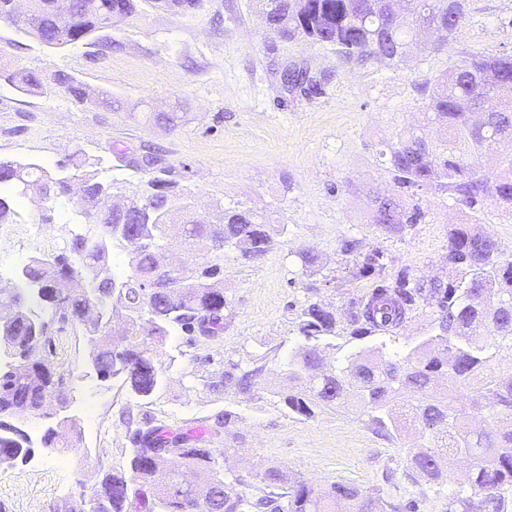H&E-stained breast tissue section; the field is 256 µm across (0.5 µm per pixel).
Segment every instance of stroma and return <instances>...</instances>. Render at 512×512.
I'll list each match as a JSON object with an SVG mask.
<instances>
[{
	"instance_id": "35a3bbf8",
	"label": "stroma",
	"mask_w": 512,
	"mask_h": 512,
	"mask_svg": "<svg viewBox=\"0 0 512 512\" xmlns=\"http://www.w3.org/2000/svg\"><path fill=\"white\" fill-rule=\"evenodd\" d=\"M100 37L98 46L49 48L0 22V43L9 47L0 66L34 67L43 79L34 95L0 82V159L31 160L72 179L94 173L116 202L141 197L148 180L160 177L176 184L194 219L250 211L274 229V246L248 264L225 253L224 333L191 345L173 332L155 359L168 371V386L154 403L130 400L119 382L97 376L80 328L55 333V367L70 383L63 413L79 424L81 440L69 451L51 449L43 436L54 418L17 419L30 451L0 470V512H67L104 471L125 469L124 411L140 423L199 429L201 447L224 458L226 477H243L250 495L262 487L260 473L277 466L316 485L349 482L387 499L420 498L422 512H448L467 487L458 469L448 467L436 484L412 480L411 444L378 435L352 410L289 414L280 398L288 384L277 374L300 341L304 306H331L341 320L351 298L369 288L352 278L344 241L381 248L388 274L447 279L448 227L469 223V214L450 196L429 193L419 200L424 223L404 236L368 223L371 191L394 188L379 152L421 122L419 84L462 53L512 51V0H472L442 50H414L395 68L342 67L333 47L281 40L263 28L256 0H201L188 14L143 2ZM288 68L306 72L312 87H285ZM61 71L84 84L89 101L72 100L56 85ZM39 207L23 198L15 223L0 224L1 284H17L33 257L59 253L71 238L63 217L39 223ZM302 251L316 255L317 266L303 268ZM174 347L184 351L176 367L169 364ZM234 364L264 371L250 390L212 389ZM227 412L234 425L216 427ZM228 448L233 456H225Z\"/></svg>"
}]
</instances>
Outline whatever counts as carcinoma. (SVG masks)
Listing matches in <instances>:
<instances>
[{
  "instance_id": "1",
  "label": "carcinoma",
  "mask_w": 512,
  "mask_h": 512,
  "mask_svg": "<svg viewBox=\"0 0 512 512\" xmlns=\"http://www.w3.org/2000/svg\"><path fill=\"white\" fill-rule=\"evenodd\" d=\"M152 6L188 13L200 0H146ZM270 32L284 40H304L335 47L347 64L366 67L402 64L414 41L430 46L449 40L466 16L468 0H262ZM58 0H31L19 13L14 0H0V20L21 27L41 44L62 48L90 41L112 26V17L131 16L138 0H70L62 13ZM0 79L25 94L37 93L42 79L34 68L2 71ZM55 81L79 102L87 99L83 83L60 71ZM512 53L486 56L465 52L453 67L422 83L425 117L444 137L434 141L423 128H412L395 146L380 152L399 193L372 199L370 223L390 235H403L425 218L407 198L448 193L468 209L489 200L512 212V156L488 171L481 159L512 137ZM127 208L109 203L110 186L87 175L82 205L73 223L88 227L73 235L56 256H41L23 269L19 284L0 289V349L11 361L0 366V467L6 469L29 451V442L12 419L45 415L52 404L68 401L64 377L52 355L55 325H79L92 343L91 359L103 379L122 381L127 394L147 404L166 390L168 376L153 354L172 329L187 341L215 338L224 332L227 302L215 285L224 250L246 263L265 255L272 245L267 225L255 214L226 210L215 224L192 219L175 186L159 177ZM66 177L42 165L0 160V224H12L13 198L44 197L38 221L52 223L59 199L70 195ZM145 236L149 245L129 252V273L116 279L110 256L128 238ZM169 238L190 247L207 239L212 260L180 269L166 268L159 252ZM342 252L356 255L352 275L372 280L350 302L346 334L350 339H384L336 358L323 370L326 353L342 346L336 316L314 302L301 309L302 343L291 350L284 373L294 390L282 396L288 410L310 418L314 410L352 406L368 416L376 433L389 440H418L411 458L415 474L428 483L443 478L440 462L450 455L465 468L468 496L448 503V512H501L512 490V370L495 371L489 350L512 344V258L499 242L464 224L448 231V281L424 279L405 271L384 274L385 254L359 251V242L344 241ZM61 280L80 282V291L60 301ZM42 307L47 317L35 313ZM423 305L436 308L429 336L405 337V348L386 355L387 342ZM224 380L242 391L263 372L259 366ZM488 415L489 430L472 421ZM133 448L125 470L103 473L98 487L69 512H420L421 500L394 503L360 488L334 482L326 488L292 482L285 472H264L262 494L248 496L225 482L224 463L207 448L190 445L194 436L168 435L164 426L125 421ZM77 435L76 421L48 429L44 444L67 448ZM196 477L181 484L180 469Z\"/></svg>"
}]
</instances>
